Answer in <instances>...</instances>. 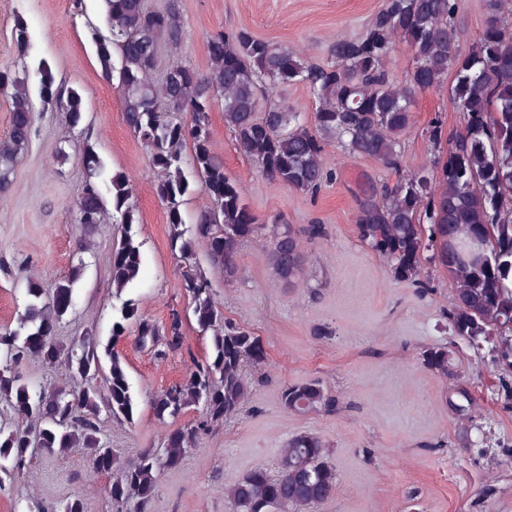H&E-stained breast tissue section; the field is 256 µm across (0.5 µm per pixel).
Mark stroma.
<instances>
[{
    "instance_id": "1",
    "label": "stroma",
    "mask_w": 512,
    "mask_h": 512,
    "mask_svg": "<svg viewBox=\"0 0 512 512\" xmlns=\"http://www.w3.org/2000/svg\"><path fill=\"white\" fill-rule=\"evenodd\" d=\"M0 0V67L16 56L13 29L24 19L31 36L30 63L46 61L58 79L77 90L94 147L105 167L132 180L138 206L136 230L143 243L140 276L131 289L142 317L183 319L182 349L167 357L139 345L135 331L114 343L137 403L133 421H106L104 439L122 459L157 447L177 423L199 419L189 410L180 422L159 420L151 406L159 390L181 382L211 354L180 286L164 205L155 193L157 173L148 148L124 124L118 82L104 79L88 38V22H101L98 0ZM185 38L180 50L162 48L159 66L184 61L208 68L207 41L241 29L300 54L327 59L336 37L360 36L386 0H178ZM463 122L448 101L447 85L417 93L410 126L401 138L402 167L391 170L371 158L325 148L334 177L315 194L264 179L235 146L214 107L211 137L225 172L261 223L279 222L299 232L308 264L296 286L275 278L267 251L244 244L240 276L225 282L210 271L214 299L225 317L248 327L263 359L247 366L252 394L237 416L201 435L183 464L157 474L155 512H229L225 490L258 467L276 471L280 448L301 432L326 443L336 470L332 497L315 512H512V396H505L501 369L489 351L474 352L448 330L454 285L447 271L426 266L432 286L424 290L396 280L389 266L357 230V198L393 184L400 174L430 167L436 153L428 140L441 125L450 138ZM82 137L63 113L40 112L32 140L19 159L13 184L0 198V328L15 319L27 276L49 285L77 262L82 237L74 204L84 179ZM64 156H57V149ZM323 224V238L301 231ZM116 226L101 225L85 254L89 265L78 283L71 315L58 331L63 341L93 327L109 336L112 284L109 255ZM325 336H316V328ZM448 349V372L430 370L425 349ZM319 381L337 399L332 412L294 413L280 402L283 385ZM112 477L96 471L82 451L39 457L0 493V512H24L30 501L49 504L81 497L86 512H112L106 493Z\"/></svg>"
}]
</instances>
